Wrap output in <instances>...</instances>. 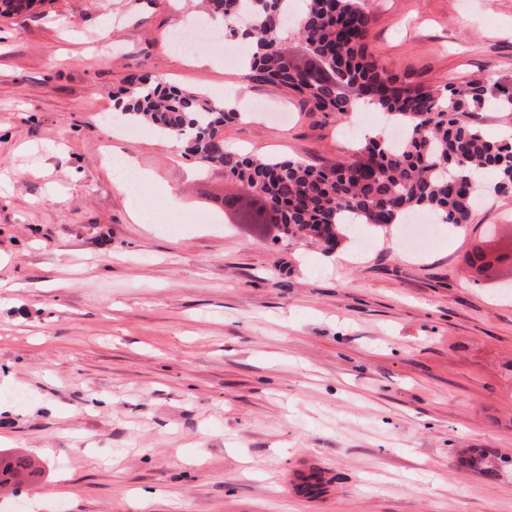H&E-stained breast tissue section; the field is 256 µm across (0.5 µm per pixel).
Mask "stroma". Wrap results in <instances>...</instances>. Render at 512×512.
I'll return each mask as SVG.
<instances>
[{
    "label": "stroma",
    "mask_w": 512,
    "mask_h": 512,
    "mask_svg": "<svg viewBox=\"0 0 512 512\" xmlns=\"http://www.w3.org/2000/svg\"><path fill=\"white\" fill-rule=\"evenodd\" d=\"M370 52L438 86L512 81V0H367ZM195 0H45L0 17V449L43 467L26 512H512V197L412 237L349 232L340 257L225 210L241 194L149 126L117 136L141 75L262 109L233 150L330 164L385 121L323 117L244 83L206 35L168 34ZM149 175L132 203L107 150ZM299 468L326 494L294 492ZM462 465L486 479L496 480L502 476L500 466L486 448H471L462 460Z\"/></svg>",
    "instance_id": "1"
}]
</instances>
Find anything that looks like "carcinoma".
<instances>
[{
  "instance_id": "carcinoma-1",
  "label": "carcinoma",
  "mask_w": 512,
  "mask_h": 512,
  "mask_svg": "<svg viewBox=\"0 0 512 512\" xmlns=\"http://www.w3.org/2000/svg\"><path fill=\"white\" fill-rule=\"evenodd\" d=\"M39 0H0V16L29 14ZM244 45L243 79L276 82L298 94L312 112L346 115L364 102L401 129L397 139L367 137L353 160L318 166L275 156L227 150L224 125L240 113L200 91L167 88L161 77L142 76L116 95L115 109L128 121L176 139L184 155L220 166L288 240L332 253L352 224L387 230L416 212L462 227L469 222L481 186L475 173L492 172L496 194L512 195V140L486 134L479 113L492 107L512 114V86L473 79L428 87L407 73H391L368 51L376 18L365 0H202ZM304 45L308 62L293 64L283 43ZM462 465L486 479L502 476L486 448H472ZM35 472L23 456L0 453V491L18 490Z\"/></svg>"
}]
</instances>
